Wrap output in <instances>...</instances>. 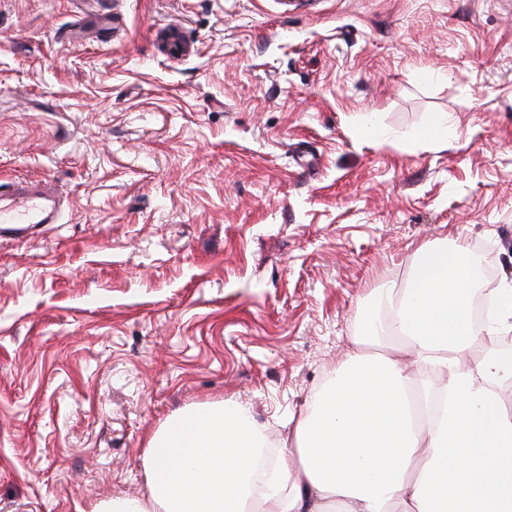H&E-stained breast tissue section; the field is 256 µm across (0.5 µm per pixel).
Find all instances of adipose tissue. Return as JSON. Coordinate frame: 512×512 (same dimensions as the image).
<instances>
[{
  "mask_svg": "<svg viewBox=\"0 0 512 512\" xmlns=\"http://www.w3.org/2000/svg\"><path fill=\"white\" fill-rule=\"evenodd\" d=\"M480 280L467 249L419 246L404 288H386L263 483V428L248 407L221 400L174 414L148 439L145 499L94 512H512V407L499 393L512 349L461 363L477 333L512 329V281L495 289L479 331L470 301ZM387 336L412 364L365 352Z\"/></svg>",
  "mask_w": 512,
  "mask_h": 512,
  "instance_id": "1",
  "label": "adipose tissue"
}]
</instances>
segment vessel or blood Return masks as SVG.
Here are the masks:
<instances>
[{
    "label": "vessel or blood",
    "instance_id": "1",
    "mask_svg": "<svg viewBox=\"0 0 512 512\" xmlns=\"http://www.w3.org/2000/svg\"><path fill=\"white\" fill-rule=\"evenodd\" d=\"M64 200L47 182L12 180L0 186V234L17 235L41 224L58 223Z\"/></svg>",
    "mask_w": 512,
    "mask_h": 512
}]
</instances>
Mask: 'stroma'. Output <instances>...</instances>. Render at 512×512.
<instances>
[{
  "label": "stroma",
  "instance_id": "1",
  "mask_svg": "<svg viewBox=\"0 0 512 512\" xmlns=\"http://www.w3.org/2000/svg\"><path fill=\"white\" fill-rule=\"evenodd\" d=\"M19 177L69 201L0 240V512L147 496L223 399L282 457L417 247L512 280V0H0Z\"/></svg>",
  "mask_w": 512,
  "mask_h": 512
}]
</instances>
